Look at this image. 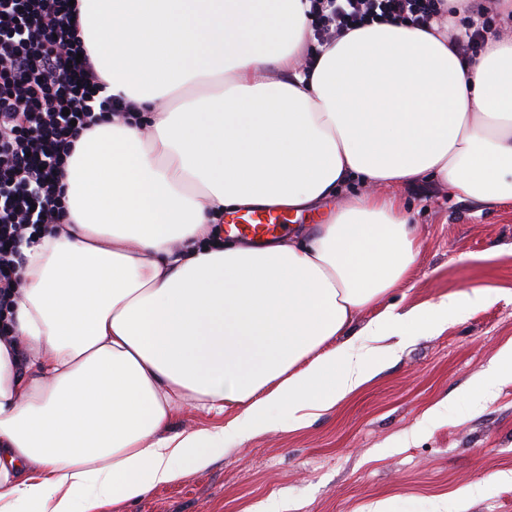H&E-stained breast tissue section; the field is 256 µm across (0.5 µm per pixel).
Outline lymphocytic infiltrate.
Returning <instances> with one entry per match:
<instances>
[{
	"label": "lymphocytic infiltrate",
	"instance_id": "lymphocytic-infiltrate-1",
	"mask_svg": "<svg viewBox=\"0 0 512 512\" xmlns=\"http://www.w3.org/2000/svg\"><path fill=\"white\" fill-rule=\"evenodd\" d=\"M323 44L374 21L425 28L441 0H310ZM70 0H0V311L13 304L21 247L66 217L62 179L77 139L136 106L106 96Z\"/></svg>",
	"mask_w": 512,
	"mask_h": 512
}]
</instances>
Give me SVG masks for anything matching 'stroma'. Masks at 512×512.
Returning a JSON list of instances; mask_svg holds the SVG:
<instances>
[{
    "label": "stroma",
    "instance_id": "stroma-1",
    "mask_svg": "<svg viewBox=\"0 0 512 512\" xmlns=\"http://www.w3.org/2000/svg\"><path fill=\"white\" fill-rule=\"evenodd\" d=\"M418 228L411 279L370 307L488 289L434 336H411L369 383L307 426L263 433L129 512H512V381L477 384L512 341V203L433 181L398 187Z\"/></svg>",
    "mask_w": 512,
    "mask_h": 512
}]
</instances>
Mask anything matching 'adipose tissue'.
I'll return each instance as SVG.
<instances>
[{"label":"adipose tissue","mask_w":512,"mask_h":512,"mask_svg":"<svg viewBox=\"0 0 512 512\" xmlns=\"http://www.w3.org/2000/svg\"><path fill=\"white\" fill-rule=\"evenodd\" d=\"M309 0H79L106 92L135 118L83 134L67 216L24 246L0 337V512H123L226 445L290 432L435 335L486 289L356 317L408 282L417 228L363 193L313 233L243 244L225 210L313 209L355 180H433L512 202V38L465 62L431 29L373 23L320 47ZM280 79H272L271 71ZM196 403L222 422L173 433Z\"/></svg>","instance_id":"adipose-tissue-1"}]
</instances>
